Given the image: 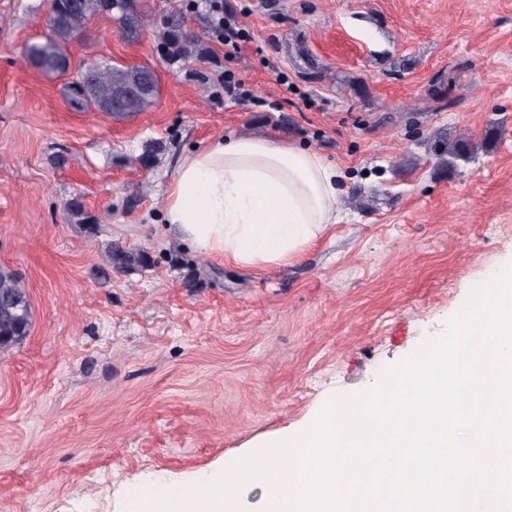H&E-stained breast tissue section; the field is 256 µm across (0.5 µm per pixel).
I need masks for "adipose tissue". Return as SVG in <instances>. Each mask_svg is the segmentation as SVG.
<instances>
[{
    "instance_id": "obj_1",
    "label": "adipose tissue",
    "mask_w": 512,
    "mask_h": 512,
    "mask_svg": "<svg viewBox=\"0 0 512 512\" xmlns=\"http://www.w3.org/2000/svg\"><path fill=\"white\" fill-rule=\"evenodd\" d=\"M342 172L313 150L216 139L185 157L164 220L196 251L238 266L299 259L336 221Z\"/></svg>"
}]
</instances>
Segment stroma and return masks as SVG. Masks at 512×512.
<instances>
[{
	"instance_id": "stroma-1",
	"label": "stroma",
	"mask_w": 512,
	"mask_h": 512,
	"mask_svg": "<svg viewBox=\"0 0 512 512\" xmlns=\"http://www.w3.org/2000/svg\"><path fill=\"white\" fill-rule=\"evenodd\" d=\"M223 2L250 34L235 54L205 0H148L137 42L102 16L78 32L72 68L158 74L153 104L118 121L25 62L49 0H0V266L31 304L29 335L0 350V512H127L139 481L190 482L294 433L431 346L512 263V0ZM174 8L202 57H160ZM223 136L342 167L336 222L298 261L230 266L166 228L181 161ZM151 139L167 151L145 169ZM75 196L97 230L67 215ZM113 245L147 265L111 270Z\"/></svg>"
}]
</instances>
